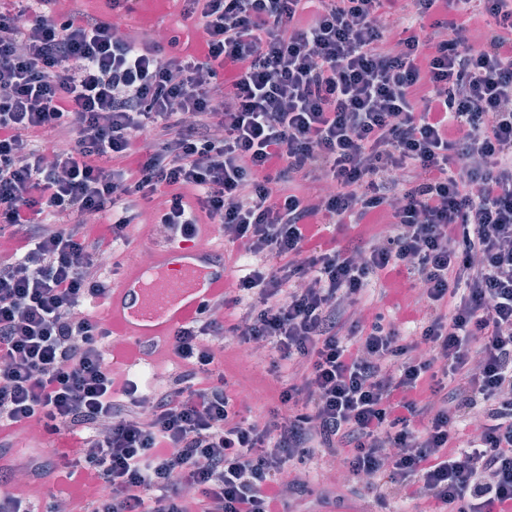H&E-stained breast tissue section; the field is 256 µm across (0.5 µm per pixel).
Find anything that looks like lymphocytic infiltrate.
<instances>
[{
	"instance_id": "lymphocytic-infiltrate-1",
	"label": "lymphocytic infiltrate",
	"mask_w": 512,
	"mask_h": 512,
	"mask_svg": "<svg viewBox=\"0 0 512 512\" xmlns=\"http://www.w3.org/2000/svg\"><path fill=\"white\" fill-rule=\"evenodd\" d=\"M12 2L0 457L23 428L77 438L14 460L52 483L47 512H343L282 480L339 463L376 506L512 512V0H183L206 35L182 57L121 32L125 0ZM161 197L168 241L220 224L247 266L143 393L85 304ZM405 287L419 299L364 318ZM227 337L286 375L265 420L217 367Z\"/></svg>"
}]
</instances>
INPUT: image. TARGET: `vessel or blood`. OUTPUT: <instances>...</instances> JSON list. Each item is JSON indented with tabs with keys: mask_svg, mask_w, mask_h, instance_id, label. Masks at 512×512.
<instances>
[{
	"mask_svg": "<svg viewBox=\"0 0 512 512\" xmlns=\"http://www.w3.org/2000/svg\"><path fill=\"white\" fill-rule=\"evenodd\" d=\"M228 279L220 250L189 243L155 247L150 266L133 265L113 285L112 329L129 343L168 336L223 295Z\"/></svg>",
	"mask_w": 512,
	"mask_h": 512,
	"instance_id": "b4317fda",
	"label": "vessel or blood"
}]
</instances>
